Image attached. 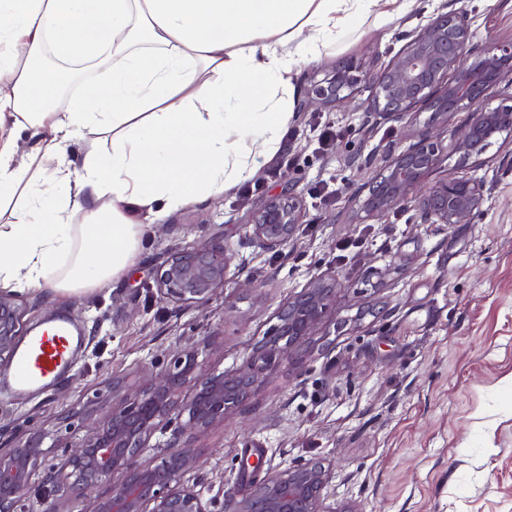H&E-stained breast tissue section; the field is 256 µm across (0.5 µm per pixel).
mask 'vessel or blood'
Returning a JSON list of instances; mask_svg holds the SVG:
<instances>
[{
  "mask_svg": "<svg viewBox=\"0 0 512 512\" xmlns=\"http://www.w3.org/2000/svg\"><path fill=\"white\" fill-rule=\"evenodd\" d=\"M73 344L70 322L64 317L55 319L31 336L12 364V377L19 390L46 387L67 372Z\"/></svg>",
  "mask_w": 512,
  "mask_h": 512,
  "instance_id": "obj_1",
  "label": "vessel or blood"
}]
</instances>
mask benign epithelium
Instances as JSON below:
<instances>
[{
	"mask_svg": "<svg viewBox=\"0 0 512 512\" xmlns=\"http://www.w3.org/2000/svg\"><path fill=\"white\" fill-rule=\"evenodd\" d=\"M472 18L465 11L441 14L405 34L406 46L384 66L375 80L374 111L402 118L425 106L436 119L448 122L457 112L470 113L456 131L454 150L462 160H479L489 139L507 130L505 117L512 104L490 108L488 94L502 84L512 87V42L490 45L479 53L468 48ZM351 59L340 61L327 85L315 92L313 102L340 103L344 91L358 81ZM414 142L404 149H386L381 174L369 183L365 209L384 213L409 201L415 202L426 224H469L483 204V181L455 176L423 185L424 176L440 162L438 134L425 129L413 132ZM303 199L290 192L270 197L251 216L253 235L269 249H280L293 238L300 223ZM229 257L224 248L200 245L173 253L161 267L162 298L190 305L210 297L224 285ZM338 280L317 276L294 295L278 315L279 323L258 348L251 363L226 376L195 373L196 353L184 352L177 372L146 371L147 385L133 398H124L112 413L93 423L85 436L65 450L59 463L49 460L44 447L46 433L31 429L0 453V512H15L20 499L36 479L48 484L72 481L79 494H89L104 480H113L112 491L96 495L90 512H209L200 491L182 482L198 466L196 448L174 438L155 459H141L158 427V420L175 413L187 415L182 432L195 435L241 408L265 366L306 344L323 323L336 297ZM21 314L14 296L0 291V368L16 353ZM195 380L192 397L180 398L181 387ZM330 471L320 463L267 469L243 499L226 512H357L336 509L323 494Z\"/></svg>",
	"mask_w": 512,
	"mask_h": 512,
	"instance_id": "7a95c632",
	"label": "benign epithelium"
}]
</instances>
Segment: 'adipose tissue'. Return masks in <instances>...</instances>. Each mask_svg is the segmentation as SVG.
Returning a JSON list of instances; mask_svg holds the SVG:
<instances>
[{
  "label": "adipose tissue",
  "mask_w": 512,
  "mask_h": 512,
  "mask_svg": "<svg viewBox=\"0 0 512 512\" xmlns=\"http://www.w3.org/2000/svg\"><path fill=\"white\" fill-rule=\"evenodd\" d=\"M416 2L0 0V288L69 298L119 280L140 214L254 179L284 148L299 66ZM50 51L97 72L65 112L40 66ZM86 132L96 140L77 166L66 149Z\"/></svg>",
  "instance_id": "ef3b65f1"
}]
</instances>
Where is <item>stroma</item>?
<instances>
[{"mask_svg":"<svg viewBox=\"0 0 512 512\" xmlns=\"http://www.w3.org/2000/svg\"><path fill=\"white\" fill-rule=\"evenodd\" d=\"M473 19L470 46L512 40V0H420L386 24L368 18L294 79L287 146L253 181L168 213L147 225L142 249L112 290L62 302L20 294L23 335L66 314L85 338L55 384L15 392L0 372V451L31 429L47 432L54 459L112 408L132 396L145 370H170L182 350L202 373L234 374L277 324L288 298L321 274L337 276L336 299L307 346L267 365L249 401L192 438L199 455L185 483L211 512L242 499L251 477L243 458L278 471L331 465L328 505L363 512H512V134L495 135L480 162L460 164L453 149L460 112L440 126L441 161L423 179L484 180L485 201L471 223L425 224L407 204L363 211L380 157L401 143L402 126H434L416 108L406 120L370 116L376 75L402 47L401 35L442 10ZM364 76L349 102L308 99L342 58ZM336 139L319 143L325 127ZM365 160L364 171L347 165ZM300 193L305 204L293 240L267 250L250 219L271 195ZM331 190L322 199L323 190ZM224 247L226 280L192 305L162 300L157 278L171 253ZM233 307L235 317L224 314ZM385 307L383 317L369 308Z\"/></svg>","mask_w":512,"mask_h":512,"instance_id":"obj_1","label":"stroma"}]
</instances>
